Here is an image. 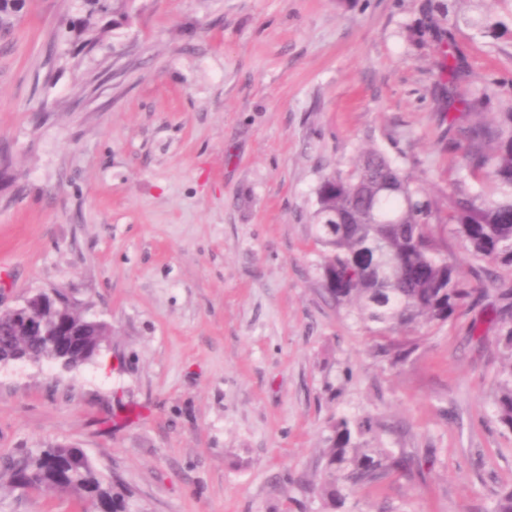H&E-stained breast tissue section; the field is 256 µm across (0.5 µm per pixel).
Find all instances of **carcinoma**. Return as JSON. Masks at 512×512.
I'll list each match as a JSON object with an SVG mask.
<instances>
[{
    "label": "carcinoma",
    "mask_w": 512,
    "mask_h": 512,
    "mask_svg": "<svg viewBox=\"0 0 512 512\" xmlns=\"http://www.w3.org/2000/svg\"><path fill=\"white\" fill-rule=\"evenodd\" d=\"M130 0H81L83 14L70 30L84 36V44L98 43L109 15L127 20ZM28 0H0V38L9 36ZM465 26L478 34L512 32V9L496 17L477 9L457 10L447 0H427L412 29L420 39L430 36L445 46L440 69L447 80L448 105L460 102L465 115L484 112L495 97L489 85L472 83L462 60L446 50L453 31ZM495 124L454 119L461 136L458 176L448 193V210L430 198L404 170L376 148L364 150L347 171H333L316 188L311 219L322 247L321 286L327 301L349 309L378 335L377 353L392 365L405 364L419 349L417 332L444 323L461 309L471 291L465 288L455 259L448 256L443 232L450 229L475 259L494 265L495 278H512V103ZM338 215L347 223L328 231ZM63 324L89 327L97 344L103 326L72 304L56 309ZM499 326V342L507 363L498 373L494 404L499 422L512 429V311L492 309ZM15 356L30 360L59 357L76 369L97 353L62 351L45 340L23 336L11 313L0 311V362ZM363 424L346 417L333 419L319 455L316 485L330 508L344 505L357 488L382 483L391 475L411 472L413 459L388 448H371L361 441ZM0 474L19 488L34 491L71 484L90 506L107 512H133L131 493L118 480L107 481L78 448L56 444L20 459L0 461Z\"/></svg>",
    "instance_id": "1"
}]
</instances>
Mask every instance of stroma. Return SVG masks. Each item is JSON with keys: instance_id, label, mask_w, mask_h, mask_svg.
I'll return each instance as SVG.
<instances>
[{"instance_id": "35a3bbf8", "label": "stroma", "mask_w": 512, "mask_h": 512, "mask_svg": "<svg viewBox=\"0 0 512 512\" xmlns=\"http://www.w3.org/2000/svg\"><path fill=\"white\" fill-rule=\"evenodd\" d=\"M426 0H134L85 48L80 0H31L0 42V301L66 294L107 323L75 370L0 364V456L82 448L134 512H331L312 489L331 417L418 462L338 512H493L512 489L503 357L481 277L401 368L320 281L321 178L374 146L447 207L459 153ZM472 79L512 100V34L462 28ZM0 483V512H84Z\"/></svg>"}]
</instances>
